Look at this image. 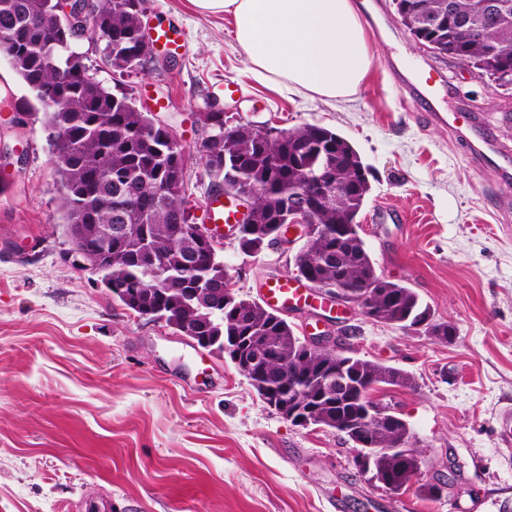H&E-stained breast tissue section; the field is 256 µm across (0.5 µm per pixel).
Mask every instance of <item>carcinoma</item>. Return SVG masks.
<instances>
[{"label":"carcinoma","mask_w":512,"mask_h":512,"mask_svg":"<svg viewBox=\"0 0 512 512\" xmlns=\"http://www.w3.org/2000/svg\"><path fill=\"white\" fill-rule=\"evenodd\" d=\"M425 10L450 7L448 25L439 29L430 50L476 66L485 61L483 75L500 87H512V0H486L489 14L477 17L479 0H416ZM143 0H96L91 27L105 41V60L112 71L122 75L134 72L131 59L139 51L136 34L140 25L137 6ZM56 0H0V53L14 54L11 66L28 87L34 99L45 105L46 97L59 106L46 112L45 127L68 126L76 146L71 151L51 148L53 163L62 190V214L67 226L74 224L130 225L128 238L112 244V261L97 268L100 282L114 289L112 297L123 306L128 303L115 292L134 283H150L165 275L175 288H194L204 276L197 270L178 266L181 248L193 241L175 234L176 227L194 221L186 199L185 181L163 189L173 166L171 155L183 154L176 137L156 126L152 113L139 109L126 89L100 82L90 88L77 75L87 69L82 57L71 47L75 32L70 27L47 32L35 28L30 19L36 14L51 15ZM210 127V145L201 159L216 186L253 189L254 223L243 225L237 243L245 251L276 224L284 204L296 192L306 190L305 178L313 175L318 182L340 179L343 196L331 199L316 216L321 234L301 247L297 268L308 267L323 288L335 287L348 294H358L381 283L375 262L360 235L358 216L371 192L370 167L357 149L336 131L313 123L291 129L271 127L261 135L244 123L229 134L224 133V113L202 114ZM236 156L240 164L232 174L224 172V155ZM129 192L140 205L117 220L122 196ZM152 252L164 256L165 267L154 269L143 253V242ZM165 307L168 319L192 324L198 314L169 296ZM240 307L251 314V323L236 325L232 312L223 314L224 326L213 329L229 334L235 330L251 342L278 346L284 342L282 360L273 366L269 383L281 393L295 373L310 372L309 379L298 382L307 386L316 374L348 364L346 372L353 384L352 400L340 399L335 411L349 416L362 408L360 398L382 383L407 386L408 375L377 361L357 357L311 358L306 363L291 359L290 350L297 337L292 327L269 325L270 317L257 302L237 297ZM374 303L386 310L384 323L402 332L416 333V326L427 323V335L448 342L454 327L433 320L431 309L417 293L404 285L390 282ZM379 480L385 486L407 489L414 468L413 460L398 451L374 462Z\"/></svg>","instance_id":"1"}]
</instances>
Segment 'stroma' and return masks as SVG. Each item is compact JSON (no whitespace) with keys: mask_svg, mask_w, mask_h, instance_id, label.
Segmentation results:
<instances>
[{"mask_svg":"<svg viewBox=\"0 0 512 512\" xmlns=\"http://www.w3.org/2000/svg\"><path fill=\"white\" fill-rule=\"evenodd\" d=\"M371 16L378 48L357 94L325 102L259 80L236 49L232 21L203 15L191 0H145L148 31L173 28L184 45L167 69L114 75L102 42L77 50L106 85L123 83L137 104L169 120L186 155V197L202 218L213 187L200 161L203 112L231 122L290 129L316 123L347 138L371 168L359 215L379 274L413 288L443 343L342 314L348 355L408 373L378 399L407 423L424 460L393 497L354 464L353 443L326 427L283 419L223 356L193 348L165 323L113 299L96 274L76 265L63 222L61 187L44 116L0 57V512H503L512 506V178L478 170L462 140L422 121L393 66L437 67L464 105L502 129L512 89L439 58L400 25L392 0H355ZM234 83V95L224 92ZM221 256L240 296L260 300L262 283L293 276L289 254L257 257L225 240ZM458 464L457 492L424 499L444 458Z\"/></svg>","mask_w":512,"mask_h":512,"instance_id":"obj_1","label":"stroma"}]
</instances>
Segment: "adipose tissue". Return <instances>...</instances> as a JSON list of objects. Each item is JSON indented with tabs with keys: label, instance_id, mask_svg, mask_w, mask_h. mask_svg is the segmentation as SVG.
<instances>
[{
	"label": "adipose tissue",
	"instance_id": "ef3b65f1",
	"mask_svg": "<svg viewBox=\"0 0 512 512\" xmlns=\"http://www.w3.org/2000/svg\"><path fill=\"white\" fill-rule=\"evenodd\" d=\"M230 17L237 48L263 81L343 101L376 58L352 0H192Z\"/></svg>",
	"mask_w": 512,
	"mask_h": 512
}]
</instances>
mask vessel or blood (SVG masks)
<instances>
[{"instance_id":"obj_1","label":"vessel or blood","mask_w":512,"mask_h":512,"mask_svg":"<svg viewBox=\"0 0 512 512\" xmlns=\"http://www.w3.org/2000/svg\"><path fill=\"white\" fill-rule=\"evenodd\" d=\"M412 102L426 107L428 118L432 124L447 128L453 134L463 137L469 148L471 160L479 168L485 169L496 177H505L507 169L494 162L493 157L500 152L498 137L480 125L474 113L459 109L453 112H442L438 103L444 94L441 80L434 69L415 71L408 80ZM204 220L208 226L231 228L239 222V212L230 199L223 193H215L209 197ZM262 300L272 309L286 311L298 307L323 308L320 294L314 292L307 282L285 278L278 279L263 286Z\"/></svg>"}]
</instances>
